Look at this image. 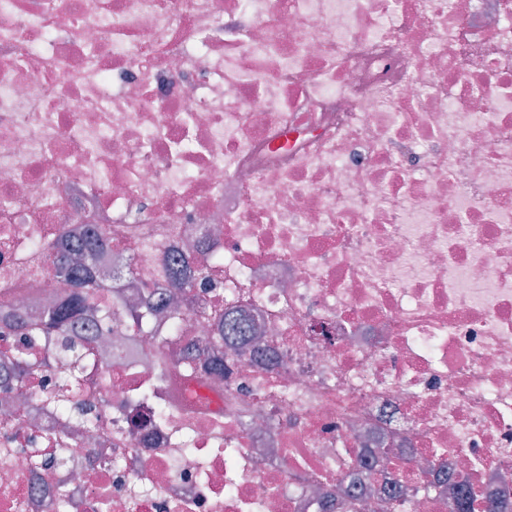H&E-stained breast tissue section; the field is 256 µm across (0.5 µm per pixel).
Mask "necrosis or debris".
<instances>
[{
    "mask_svg": "<svg viewBox=\"0 0 512 512\" xmlns=\"http://www.w3.org/2000/svg\"><path fill=\"white\" fill-rule=\"evenodd\" d=\"M105 231L80 386L9 330ZM207 265L155 314L144 286ZM262 324V356L218 339ZM0 512L512 505V0H0ZM210 400L191 403L190 384ZM428 489H421V482Z\"/></svg>",
    "mask_w": 512,
    "mask_h": 512,
    "instance_id": "1",
    "label": "necrosis or debris"
}]
</instances>
